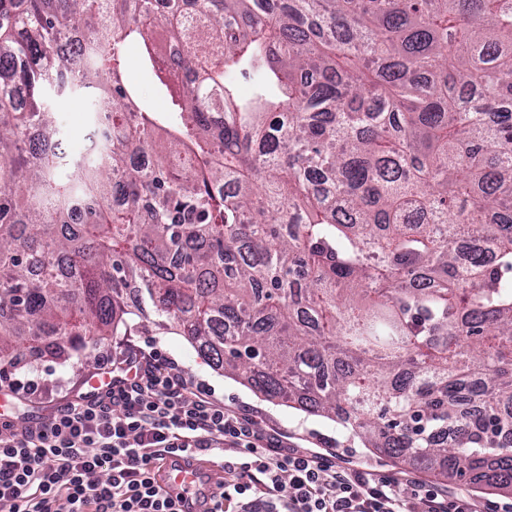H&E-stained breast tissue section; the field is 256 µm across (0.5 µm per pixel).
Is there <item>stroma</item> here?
Instances as JSON below:
<instances>
[{
	"instance_id": "1",
	"label": "stroma",
	"mask_w": 512,
	"mask_h": 512,
	"mask_svg": "<svg viewBox=\"0 0 512 512\" xmlns=\"http://www.w3.org/2000/svg\"><path fill=\"white\" fill-rule=\"evenodd\" d=\"M55 111L63 129V146L77 153L83 150L85 136L90 129L89 114L82 101L60 100ZM143 349L158 348L174 359L184 377L204 385L214 400L232 410H244L264 428L285 437L290 445L315 451L335 450L342 461L371 465L395 475H403L407 468L394 464L383 450L364 447L350 430L321 416L270 401L253 391L242 379L212 370L198 357L186 337L174 331L156 327L153 319L134 324L130 335L109 337L98 343L87 356L72 355L66 359L46 358L36 372L44 387L39 396L9 398L5 404L6 417L25 416L34 420L48 419L55 405L70 392H86V378L105 365L106 355H119L126 344ZM416 475L435 485L475 499L479 512L488 502L512 503V492L489 491L479 488L467 477H442L424 468H416Z\"/></svg>"
}]
</instances>
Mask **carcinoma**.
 <instances>
[{
  "label": "carcinoma",
  "instance_id": "carcinoma-1",
  "mask_svg": "<svg viewBox=\"0 0 512 512\" xmlns=\"http://www.w3.org/2000/svg\"><path fill=\"white\" fill-rule=\"evenodd\" d=\"M27 2L0 23V362L150 310L265 398L512 491V0ZM129 78L138 85L143 97L157 110L166 108V101L160 96L156 89L151 74L141 68L129 69ZM55 112L63 129V146L68 151L78 153L85 145V135L90 129L89 112L80 100H59Z\"/></svg>",
  "mask_w": 512,
  "mask_h": 512
}]
</instances>
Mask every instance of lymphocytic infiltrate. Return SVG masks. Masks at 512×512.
<instances>
[{"mask_svg": "<svg viewBox=\"0 0 512 512\" xmlns=\"http://www.w3.org/2000/svg\"><path fill=\"white\" fill-rule=\"evenodd\" d=\"M111 365L110 391L75 396L44 423H0V512H175L155 482L158 462L214 449L224 490L211 512H477L416 478L285 447L158 350L131 348Z\"/></svg>", "mask_w": 512, "mask_h": 512, "instance_id": "obj_1", "label": "lymphocytic infiltrate"}]
</instances>
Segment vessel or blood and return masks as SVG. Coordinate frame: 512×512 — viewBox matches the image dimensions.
Instances as JSON below:
<instances>
[{
	"mask_svg": "<svg viewBox=\"0 0 512 512\" xmlns=\"http://www.w3.org/2000/svg\"><path fill=\"white\" fill-rule=\"evenodd\" d=\"M155 478L176 512H209L224 486L222 466L190 453L166 456Z\"/></svg>",
	"mask_w": 512,
	"mask_h": 512,
	"instance_id": "obj_1",
	"label": "vessel or blood"
}]
</instances>
